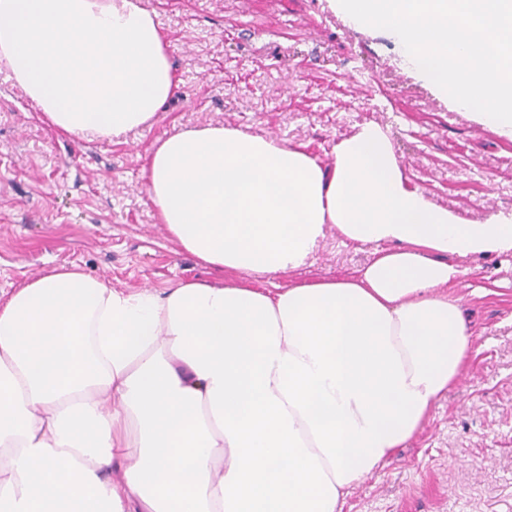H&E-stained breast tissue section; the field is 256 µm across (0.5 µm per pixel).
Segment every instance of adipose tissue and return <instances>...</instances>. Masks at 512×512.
I'll use <instances>...</instances> for the list:
<instances>
[{
    "label": "adipose tissue",
    "instance_id": "adipose-tissue-1",
    "mask_svg": "<svg viewBox=\"0 0 512 512\" xmlns=\"http://www.w3.org/2000/svg\"><path fill=\"white\" fill-rule=\"evenodd\" d=\"M0 64L44 122L108 142L178 86L143 0H0ZM331 154L229 124L157 140L159 223L238 282L61 266L0 304V512H343L422 429L470 357L458 261L512 254V220L431 204L376 122ZM331 229L369 262L277 283Z\"/></svg>",
    "mask_w": 512,
    "mask_h": 512
}]
</instances>
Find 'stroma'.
Instances as JSON below:
<instances>
[{
  "label": "stroma",
  "instance_id": "35a3bbf8",
  "mask_svg": "<svg viewBox=\"0 0 512 512\" xmlns=\"http://www.w3.org/2000/svg\"><path fill=\"white\" fill-rule=\"evenodd\" d=\"M181 80L151 126L113 142L58 133L0 65V302L57 266L113 287L221 285L157 220L141 177L155 140L209 123L306 143L377 122L428 199L468 219L512 216V143L445 111L389 34L337 0H145ZM370 258L329 232L279 284L333 278ZM453 293L473 329L468 369L421 431L353 488L343 512H512V255L462 259Z\"/></svg>",
  "mask_w": 512,
  "mask_h": 512
}]
</instances>
